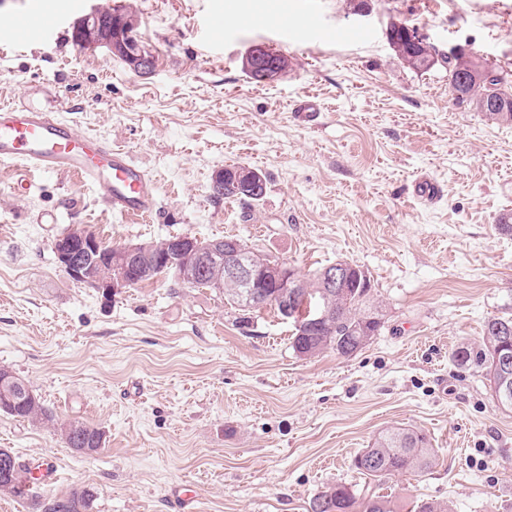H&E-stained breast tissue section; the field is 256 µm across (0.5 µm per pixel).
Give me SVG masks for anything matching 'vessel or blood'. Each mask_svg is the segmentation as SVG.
Listing matches in <instances>:
<instances>
[{
    "mask_svg": "<svg viewBox=\"0 0 512 512\" xmlns=\"http://www.w3.org/2000/svg\"><path fill=\"white\" fill-rule=\"evenodd\" d=\"M59 29L57 14L45 10L40 0H33L11 26L20 41ZM0 163L77 176L99 189L107 207L122 215L149 220L159 211L154 179L128 151L102 138L76 133L46 112L0 106Z\"/></svg>",
    "mask_w": 512,
    "mask_h": 512,
    "instance_id": "vessel-or-blood-1",
    "label": "vessel or blood"
}]
</instances>
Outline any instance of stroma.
<instances>
[{"instance_id":"1","label":"stroma","mask_w":512,"mask_h":512,"mask_svg":"<svg viewBox=\"0 0 512 512\" xmlns=\"http://www.w3.org/2000/svg\"><path fill=\"white\" fill-rule=\"evenodd\" d=\"M47 2L62 36L18 42L9 25L29 0H0V103L123 146L156 178L162 215L126 218L76 177L0 164V368L106 437L82 457L52 427L0 414V448L31 469L45 455L57 465L29 498L0 493V512H35V500L79 487L94 491L92 512H175L169 491L188 483L199 512H307L336 484L400 512L432 500L512 512V410L480 369L453 360L480 344L488 318L512 313V233L498 228L512 215V126L454 105L447 71L407 70L386 37L399 21L441 51L460 45L512 70V0H368L365 17L350 0H299L290 45L269 19L279 0H236L214 38L208 18L223 0ZM96 6L135 16L152 72L73 43L74 22ZM339 27L364 38L328 39ZM255 45L291 69L253 83L241 62ZM309 96L320 110L298 121ZM229 166L265 174L264 199L211 198ZM423 176L440 200L415 195ZM76 227L115 247L235 236L306 278L345 260L370 276L384 325L354 356L301 358L273 309L245 321L223 296L168 275L113 296L71 279L53 245ZM393 425L424 432L434 462L371 481L353 459Z\"/></svg>"}]
</instances>
